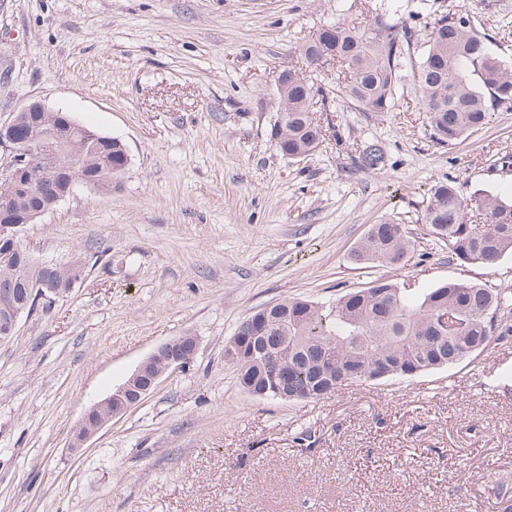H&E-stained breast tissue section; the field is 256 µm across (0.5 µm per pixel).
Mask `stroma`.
<instances>
[{
    "instance_id": "obj_1",
    "label": "stroma",
    "mask_w": 512,
    "mask_h": 512,
    "mask_svg": "<svg viewBox=\"0 0 512 512\" xmlns=\"http://www.w3.org/2000/svg\"><path fill=\"white\" fill-rule=\"evenodd\" d=\"M455 12L512 61V0H0V121L38 99L131 158L111 191L78 188L24 229L36 260L101 264L0 342V512H501L512 336L315 401L253 397L224 362L240 321L286 297L329 304L377 278L512 288V254L449 260L424 223L445 179L512 199V111L437 144L406 74L391 111L334 100L339 135L312 156L270 136L278 76L322 26L381 14L419 30ZM368 142L375 170L351 158ZM389 219L415 241L408 264L354 263ZM181 336L199 341L193 362L71 452L86 410ZM355 152L358 154L353 157V161L361 168L376 169L384 164V153L376 144L364 143Z\"/></svg>"
}]
</instances>
